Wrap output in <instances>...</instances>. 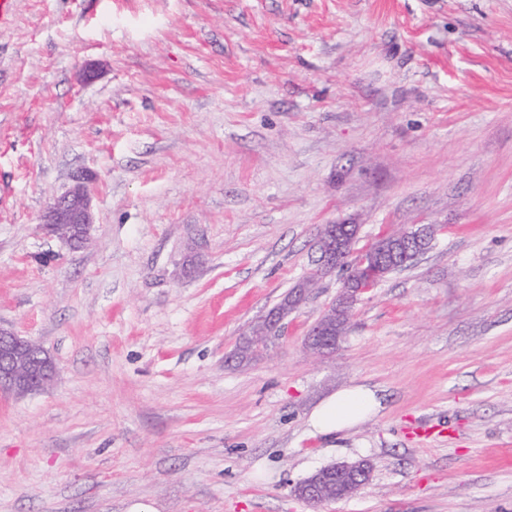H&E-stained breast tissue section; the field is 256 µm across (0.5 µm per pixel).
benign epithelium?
<instances>
[{
    "label": "benign epithelium",
    "instance_id": "7a95c632",
    "mask_svg": "<svg viewBox=\"0 0 512 512\" xmlns=\"http://www.w3.org/2000/svg\"><path fill=\"white\" fill-rule=\"evenodd\" d=\"M93 176L81 173L73 177V185L53 199L43 216L45 230L54 235L60 224L75 226L74 246H83L90 240L94 224L90 183ZM356 236L354 224H325L319 239V256L313 278L320 279L337 268H350L336 303L329 307L311 329L307 348L316 357L336 349L339 331L336 314H347L362 296L378 285L387 273L417 258L435 238V226L415 224L397 235L379 237L369 247L354 253L352 244ZM311 293L310 280L301 281L292 289L284 307L276 306L252 327L246 335L253 355L265 351L268 339L284 334V320L288 312L297 308ZM56 376L52 359L38 351L28 339L12 332L0 331V394L21 395L43 388ZM341 470L351 475L360 488L371 478V466L361 460L352 463H334L320 468L299 482L295 492L307 502L318 505L328 500L324 487L332 486V475Z\"/></svg>",
    "mask_w": 512,
    "mask_h": 512
}]
</instances>
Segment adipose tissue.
<instances>
[{
	"label": "adipose tissue",
	"mask_w": 512,
	"mask_h": 512,
	"mask_svg": "<svg viewBox=\"0 0 512 512\" xmlns=\"http://www.w3.org/2000/svg\"><path fill=\"white\" fill-rule=\"evenodd\" d=\"M380 408L381 402L374 390L354 385L322 400L312 410L308 422L316 433L330 435L370 419Z\"/></svg>",
	"instance_id": "adipose-tissue-1"
}]
</instances>
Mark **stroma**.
Returning <instances> with one entry per match:
<instances>
[{"label": "stroma", "mask_w": 512, "mask_h": 512, "mask_svg": "<svg viewBox=\"0 0 512 512\" xmlns=\"http://www.w3.org/2000/svg\"><path fill=\"white\" fill-rule=\"evenodd\" d=\"M96 222L42 217L76 171ZM325 224L431 248L306 339L338 269L236 366ZM0 329L48 386L0 396V512H512V0H17L0 23ZM358 384L381 411L307 418ZM429 418L452 436L404 433ZM365 460L318 506L294 488ZM380 408L381 402L374 390L354 385L322 400L312 410L308 422L316 433L330 435L370 419ZM336 470L350 474L359 489L365 487L371 478V466L364 460L352 463H334L320 468L299 482L295 492L299 497L313 505L326 502V500H336L324 496V487L332 486V475L336 473Z\"/></svg>", "instance_id": "stroma-1"}]
</instances>
